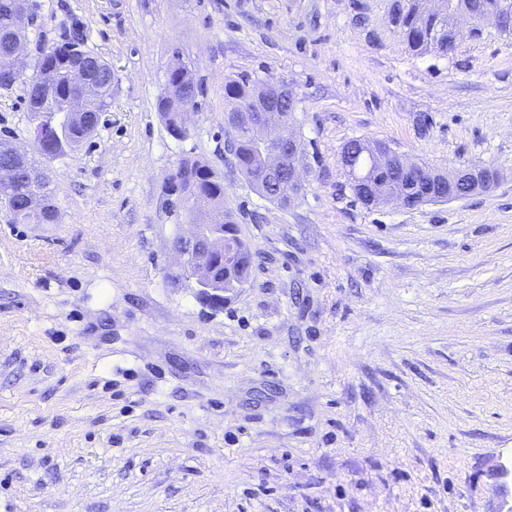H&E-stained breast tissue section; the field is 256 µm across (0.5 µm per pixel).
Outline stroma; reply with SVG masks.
Instances as JSON below:
<instances>
[{
    "label": "stroma",
    "mask_w": 512,
    "mask_h": 512,
    "mask_svg": "<svg viewBox=\"0 0 512 512\" xmlns=\"http://www.w3.org/2000/svg\"><path fill=\"white\" fill-rule=\"evenodd\" d=\"M30 54L65 22L112 66L97 133L44 161L53 224L0 205V512H493L512 458V34L415 55L391 0H36ZM189 134L157 98L176 59ZM287 82L313 157L263 199L224 152V84ZM41 119L0 88V138ZM379 140L490 190L358 201L340 161ZM224 175L255 253L211 307L170 279L189 213L172 177ZM498 181L497 172L490 167L463 166L448 174V201L457 200L479 190L491 188ZM460 187H465L464 193Z\"/></svg>",
    "instance_id": "1"
}]
</instances>
